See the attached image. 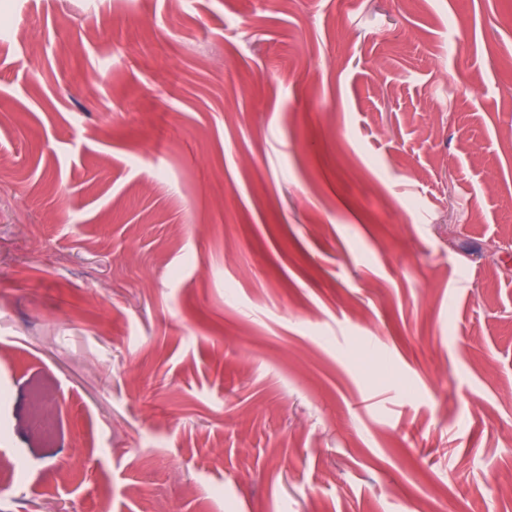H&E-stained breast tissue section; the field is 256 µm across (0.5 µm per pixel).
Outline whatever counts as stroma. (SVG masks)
<instances>
[{
	"label": "stroma",
	"mask_w": 512,
	"mask_h": 512,
	"mask_svg": "<svg viewBox=\"0 0 512 512\" xmlns=\"http://www.w3.org/2000/svg\"><path fill=\"white\" fill-rule=\"evenodd\" d=\"M3 28L0 512H512V0Z\"/></svg>",
	"instance_id": "1"
}]
</instances>
